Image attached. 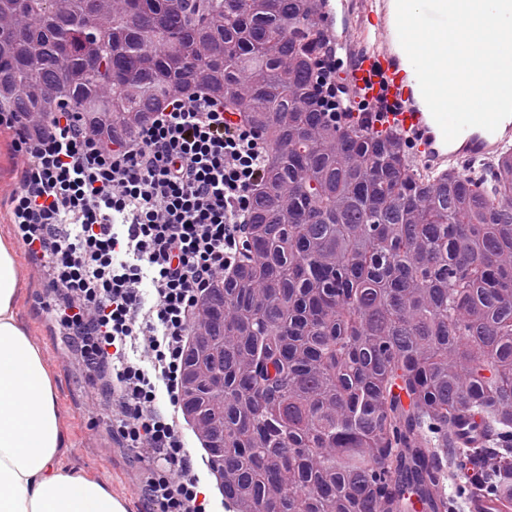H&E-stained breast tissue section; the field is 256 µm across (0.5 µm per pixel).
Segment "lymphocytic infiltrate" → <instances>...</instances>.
Returning a JSON list of instances; mask_svg holds the SVG:
<instances>
[{"label":"lymphocytic infiltrate","mask_w":512,"mask_h":512,"mask_svg":"<svg viewBox=\"0 0 512 512\" xmlns=\"http://www.w3.org/2000/svg\"><path fill=\"white\" fill-rule=\"evenodd\" d=\"M317 104L347 116L325 59ZM20 180L9 195L18 241L48 268L47 311L103 394L122 447L150 454L145 512H208L173 408L198 306L235 267L268 148L204 88L170 95L136 137L106 149L75 113L42 127L0 112Z\"/></svg>","instance_id":"obj_1"}]
</instances>
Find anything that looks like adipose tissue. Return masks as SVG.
<instances>
[{
    "instance_id": "adipose-tissue-1",
    "label": "adipose tissue",
    "mask_w": 512,
    "mask_h": 512,
    "mask_svg": "<svg viewBox=\"0 0 512 512\" xmlns=\"http://www.w3.org/2000/svg\"><path fill=\"white\" fill-rule=\"evenodd\" d=\"M19 286L16 251L0 238V512H125L66 464L54 380L17 319Z\"/></svg>"
}]
</instances>
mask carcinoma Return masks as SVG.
<instances>
[{
  "mask_svg": "<svg viewBox=\"0 0 512 512\" xmlns=\"http://www.w3.org/2000/svg\"><path fill=\"white\" fill-rule=\"evenodd\" d=\"M96 2L0 0V111L66 106L118 146L200 86L269 145L184 359V419L222 425L202 445L224 503L512 504V148L423 173L402 136L324 120L321 0H110L105 21Z\"/></svg>",
  "mask_w": 512,
  "mask_h": 512,
  "instance_id": "1",
  "label": "carcinoma"
}]
</instances>
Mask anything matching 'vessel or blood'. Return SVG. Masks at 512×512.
I'll use <instances>...</instances> for the list:
<instances>
[{"instance_id":"obj_1","label":"vessel or blood","mask_w":512,"mask_h":512,"mask_svg":"<svg viewBox=\"0 0 512 512\" xmlns=\"http://www.w3.org/2000/svg\"><path fill=\"white\" fill-rule=\"evenodd\" d=\"M325 35L336 57L347 58L339 74L354 99L372 102L381 125L412 140L417 158L439 169L463 158H488L512 144V118L495 132L472 127L445 142L423 97L396 30V0H325Z\"/></svg>"}]
</instances>
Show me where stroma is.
<instances>
[{"label":"stroma","instance_id":"1","mask_svg":"<svg viewBox=\"0 0 512 512\" xmlns=\"http://www.w3.org/2000/svg\"><path fill=\"white\" fill-rule=\"evenodd\" d=\"M18 183L11 159L10 139L0 134V235L16 237L8 196ZM20 276L26 286L18 311L32 341L43 351L58 389V410L70 428V461L95 479L104 481L127 512H143L138 486L151 464L148 453L121 448L111 435L102 407L84 388L80 358L66 351L59 327L50 320L43 302L51 294L50 278L40 261L19 252Z\"/></svg>","mask_w":512,"mask_h":512}]
</instances>
